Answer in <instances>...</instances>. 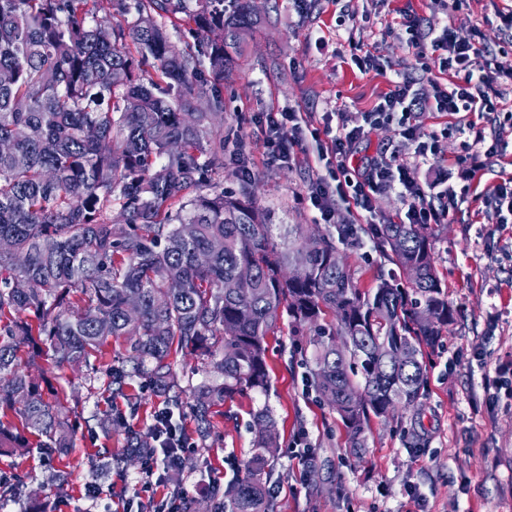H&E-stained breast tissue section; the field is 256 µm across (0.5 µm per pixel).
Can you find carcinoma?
<instances>
[{
    "label": "carcinoma",
    "mask_w": 512,
    "mask_h": 512,
    "mask_svg": "<svg viewBox=\"0 0 512 512\" xmlns=\"http://www.w3.org/2000/svg\"><path fill=\"white\" fill-rule=\"evenodd\" d=\"M86 2L0 0V241L9 244L0 251V455L62 457L72 447L74 391L44 398L23 353L36 348L47 364L80 370L108 355L110 337L127 355L103 374L133 411L131 381L146 376L177 401L184 389L172 356L202 358L213 378L191 409L206 448L214 406L268 392L266 339L288 317L315 347L311 386L362 458L370 417L418 404L425 357L453 321L432 232L363 229L398 272L362 288L339 249L358 234L273 224L252 183L237 194L214 186L224 137L212 128L219 113L193 107L202 66L217 89L279 0L262 12L252 0H138L128 31L89 15ZM172 19L194 27L196 49L173 45ZM141 66L157 80L138 82ZM228 280L237 281L232 293ZM425 308L436 321L420 320ZM253 419V453L225 486L222 512H275L266 484L279 429L266 409ZM140 458L129 449L106 466L123 472Z\"/></svg>",
    "instance_id": "obj_1"
}]
</instances>
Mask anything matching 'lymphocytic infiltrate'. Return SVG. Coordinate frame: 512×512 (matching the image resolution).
<instances>
[{"mask_svg": "<svg viewBox=\"0 0 512 512\" xmlns=\"http://www.w3.org/2000/svg\"><path fill=\"white\" fill-rule=\"evenodd\" d=\"M403 27L409 46L430 52L441 72L456 74L449 85L434 84L432 96H423L416 78L400 76L381 101L364 113L358 125L337 122L335 127L318 130L306 112L284 110L265 112L260 117L264 132L263 146L272 162L285 165L297 156L306 140H315L319 161L325 173L313 184L310 202L323 223H331L339 204H347L368 212L375 195L391 191L407 207L406 218L412 224H436L442 216L455 210L468 194V186H446L440 193L423 187L410 178L408 165L398 152L380 151L365 159L358 168L349 161L356 148L367 141L371 132L383 124L396 125L403 141L414 147V155L422 161L437 160L439 143L449 131L472 136L474 144L486 145L488 153H496L501 141V125L485 129L469 121L470 113L494 115L499 112L502 74L493 65V54L481 41L477 28L461 33L453 24L436 29L416 12H407ZM446 114L455 119L453 129L423 132L418 118L425 112ZM181 427L173 423L168 411H159L152 425L151 447L145 455L140 478L146 486L160 485L164 475L182 470L184 454L189 449Z\"/></svg>", "mask_w": 512, "mask_h": 512, "instance_id": "f902f5d3", "label": "lymphocytic infiltrate"}]
</instances>
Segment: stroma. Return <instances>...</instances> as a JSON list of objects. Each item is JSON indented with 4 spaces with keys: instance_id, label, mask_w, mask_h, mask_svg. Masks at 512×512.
Returning a JSON list of instances; mask_svg holds the SVG:
<instances>
[{
    "instance_id": "obj_1",
    "label": "stroma",
    "mask_w": 512,
    "mask_h": 512,
    "mask_svg": "<svg viewBox=\"0 0 512 512\" xmlns=\"http://www.w3.org/2000/svg\"><path fill=\"white\" fill-rule=\"evenodd\" d=\"M512 0H462L447 15L434 0H311L300 14L294 0H280V15L255 32L243 53L224 74L223 119L216 128L226 138L245 144L243 157L225 155L213 176L217 189L237 191L241 164H248L257 184L260 206L277 224H312L316 212L308 186L323 172L315 159L316 145L307 141L295 161L269 163L259 123L262 113L292 109L309 112L315 127L322 115L338 113L349 125L361 123L403 73L432 68L401 36L404 10L423 15L434 28L453 22L478 26L497 65L512 71V46L498 28L496 9ZM371 53L381 73L362 74L352 55ZM449 82L433 70L421 90L431 94V79ZM496 156L472 173L471 191L449 217L434 225L436 268L448 288L455 321L429 354L427 385L419 404L387 419H372L365 433L362 459L349 453L348 432L335 411L308 383L313 347L308 337L294 335L290 324L268 336L271 387L226 401L214 417L207 447H195L183 463L190 500L203 512H217L213 486H225L241 474L252 454V413L265 408L277 421L280 440L269 484L276 491V512H512V380L499 368L512 360V223H498L486 205V191L512 177V128L505 129ZM399 146L409 175L422 185L439 180L442 167L414 159L413 148L400 144L393 127L381 126L369 143L358 146L354 163L380 149ZM373 213L339 208L336 223L398 224L406 207L392 192L377 196ZM28 374L45 394L72 382L70 406L87 417L105 410L122 414L123 426L104 435L86 427L74 434V446L53 462L30 455L0 456V472L18 476V498L0 505V512H22L31 496H39L50 512H86L111 508L124 512L139 491L141 465L124 474L92 466L96 453L120 451L124 427L147 432L155 411L170 407L174 423L192 434L191 395L168 406L145 380L129 388L139 402L130 410L125 399L110 397L104 375L88 377L70 367L46 362L28 366ZM100 484V501L87 496L90 482Z\"/></svg>"
}]
</instances>
